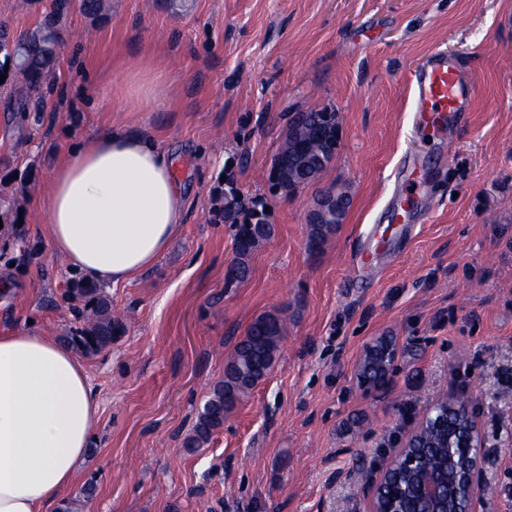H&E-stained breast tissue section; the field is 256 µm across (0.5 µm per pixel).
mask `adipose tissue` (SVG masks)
Segmentation results:
<instances>
[{
    "label": "adipose tissue",
    "mask_w": 512,
    "mask_h": 512,
    "mask_svg": "<svg viewBox=\"0 0 512 512\" xmlns=\"http://www.w3.org/2000/svg\"><path fill=\"white\" fill-rule=\"evenodd\" d=\"M158 136L119 125L59 156L38 207L53 253L87 278L128 283L184 221ZM84 362L32 328L0 330V512H52L77 481L98 421Z\"/></svg>",
    "instance_id": "1"
}]
</instances>
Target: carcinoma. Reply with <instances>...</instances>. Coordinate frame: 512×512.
<instances>
[{
	"mask_svg": "<svg viewBox=\"0 0 512 512\" xmlns=\"http://www.w3.org/2000/svg\"><path fill=\"white\" fill-rule=\"evenodd\" d=\"M74 0H53L52 10L33 29L15 32L0 22V76L15 80L14 100L17 111L28 112L29 101L54 91V76L57 66V48L65 42L67 30L64 18L73 8ZM78 8L93 21L103 19L110 12V0H79ZM325 123L324 113L317 108L297 112L290 125L309 141V150L320 153L323 147L315 141L317 133ZM224 192V208L219 215L232 220L236 227L235 249L237 262L231 266L228 276L241 280L248 274L247 258L257 246L272 234L261 203L252 202L253 208L245 206L244 198L238 194L233 182H227ZM333 224H312L308 234V247L320 249L327 236L334 230ZM71 301L83 302L78 309L83 328L70 337L74 347L81 353L97 352L112 343V338L124 330V324L112 318L109 301L97 288H74ZM284 318L267 315L253 321L246 336L236 346L224 371V382L217 385L211 396L197 413L193 434L185 447L192 450L206 444L213 433L224 425V414L235 403L247 395L260 380L271 371L279 347ZM443 431L427 436L424 447L423 467L443 476L447 449L440 447Z\"/></svg>",
	"mask_w": 512,
	"mask_h": 512,
	"instance_id": "obj_1",
	"label": "carcinoma"
}]
</instances>
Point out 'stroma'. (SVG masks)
Wrapping results in <instances>:
<instances>
[{"label": "stroma", "mask_w": 512, "mask_h": 512, "mask_svg": "<svg viewBox=\"0 0 512 512\" xmlns=\"http://www.w3.org/2000/svg\"><path fill=\"white\" fill-rule=\"evenodd\" d=\"M53 0H0L35 27ZM474 71L478 93L443 138L420 129L410 86L430 52ZM335 112L339 148L317 183L271 194L294 113ZM118 124L163 132L187 195L168 251L128 284L104 285L124 331L84 355L100 406L83 512H368L361 488L438 396L455 394L486 440L477 512H512V0H111L67 19L56 85L38 118L0 93V328L66 342L82 274L55 257L36 207L55 158ZM416 152L430 200L372 273L350 263L381 223ZM273 226L240 281L234 228L217 216L224 174ZM349 207L321 249L306 223L319 191ZM287 312L276 363L198 451L199 407L250 324ZM396 358L385 388L360 385L378 338Z\"/></svg>", "instance_id": "stroma-1"}]
</instances>
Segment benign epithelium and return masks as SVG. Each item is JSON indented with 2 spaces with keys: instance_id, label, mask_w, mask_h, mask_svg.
<instances>
[{
  "instance_id": "7a95c632",
  "label": "benign epithelium",
  "mask_w": 512,
  "mask_h": 512,
  "mask_svg": "<svg viewBox=\"0 0 512 512\" xmlns=\"http://www.w3.org/2000/svg\"><path fill=\"white\" fill-rule=\"evenodd\" d=\"M343 208L337 203L336 197L326 195L317 200L308 219L310 224H322L332 220L336 224L342 223ZM365 355L387 366L394 359L393 348L379 342L365 352ZM454 412L458 418V425L448 431L445 447L448 448V460L457 463L454 472L455 489L466 494V508H461L459 500H454L453 512H475V505L480 501L484 487L485 456L483 452V439L481 431L470 414L467 406L458 403L450 395L447 399L433 402L420 417L413 432L405 439L397 456L379 476L363 488V496L369 503V512H395L399 502V495L391 496L390 503L385 505L381 501L383 487L391 477L409 476L419 471L421 460L417 458L415 448L424 434L434 425L435 419L443 412ZM417 495L435 504L442 499L441 484L433 476L422 478L415 484Z\"/></svg>"
}]
</instances>
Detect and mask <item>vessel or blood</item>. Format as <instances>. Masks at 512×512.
Here are the masks:
<instances>
[{"label":"vessel or blood","mask_w":512,"mask_h":512,"mask_svg":"<svg viewBox=\"0 0 512 512\" xmlns=\"http://www.w3.org/2000/svg\"><path fill=\"white\" fill-rule=\"evenodd\" d=\"M412 85L419 119L437 133L444 132L449 122L460 119L477 93L475 80L464 78L447 56L439 53L430 54L417 64L412 73ZM429 194V187L422 179L403 182L387 219L391 234H400L414 206ZM381 243V237L373 233L367 234L360 243L352 260L356 277H363L371 269Z\"/></svg>","instance_id":"1"}]
</instances>
